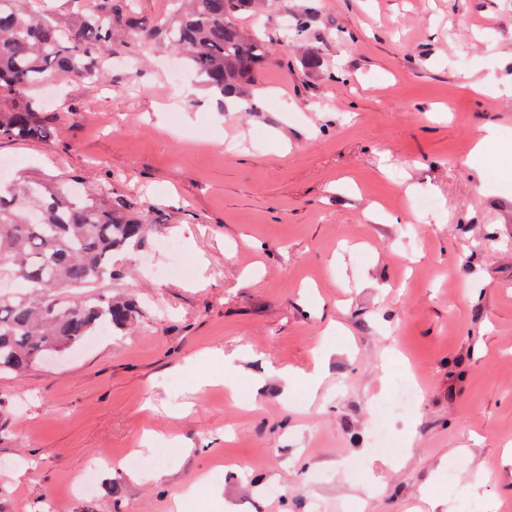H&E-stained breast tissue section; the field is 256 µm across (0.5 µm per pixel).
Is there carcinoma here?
<instances>
[{
    "label": "carcinoma",
    "mask_w": 512,
    "mask_h": 512,
    "mask_svg": "<svg viewBox=\"0 0 512 512\" xmlns=\"http://www.w3.org/2000/svg\"><path fill=\"white\" fill-rule=\"evenodd\" d=\"M268 0H176L173 22L143 30L186 58L205 84L226 98L251 90L267 43L238 24ZM129 0H91L67 23L42 0H0V138L49 143L53 127L35 96L63 77L100 82L120 31H138ZM152 232L136 199L106 190L73 195L21 176L0 185V275L13 295L0 297V372L20 377L58 349L75 350L98 328L125 330L137 310L112 291L119 257Z\"/></svg>",
    "instance_id": "carcinoma-1"
}]
</instances>
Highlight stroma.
Here are the masks:
<instances>
[{
    "instance_id": "obj_1",
    "label": "stroma",
    "mask_w": 512,
    "mask_h": 512,
    "mask_svg": "<svg viewBox=\"0 0 512 512\" xmlns=\"http://www.w3.org/2000/svg\"><path fill=\"white\" fill-rule=\"evenodd\" d=\"M240 23L269 47L246 99L172 86L177 55L138 42L101 83L44 87L51 143L0 140L156 221L112 283L133 329L0 374V512H512V0H271ZM408 363L423 392L380 452Z\"/></svg>"
}]
</instances>
